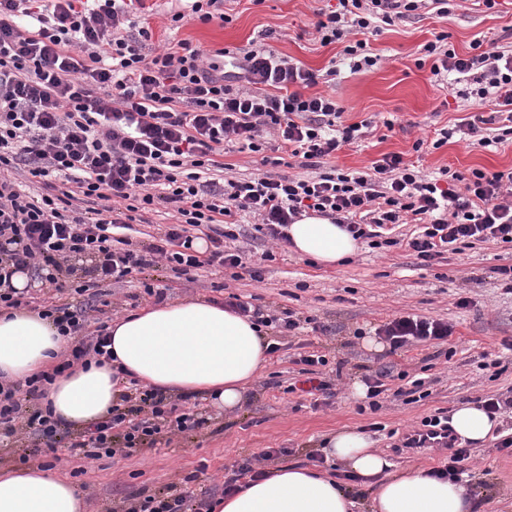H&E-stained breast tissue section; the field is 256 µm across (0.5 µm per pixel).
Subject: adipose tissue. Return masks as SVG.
Returning a JSON list of instances; mask_svg holds the SVG:
<instances>
[{"label": "adipose tissue", "mask_w": 512, "mask_h": 512, "mask_svg": "<svg viewBox=\"0 0 512 512\" xmlns=\"http://www.w3.org/2000/svg\"><path fill=\"white\" fill-rule=\"evenodd\" d=\"M288 235L298 255L323 265L339 263L358 249L344 228L317 215L289 225ZM109 332L117 364L128 377L170 393H195L224 409L240 406L270 344L263 327L205 300L143 308L113 321ZM64 346L52 321L37 313H0L1 375L20 381L49 369ZM112 375L108 364L62 375L44 403L67 426H89L116 400ZM450 425L461 442L479 444L496 422L477 403L466 402L452 413ZM324 453L371 489L372 512H473L475 507L467 486L429 470L390 474L388 458L360 432L331 434ZM354 506L348 490L328 473L288 465L213 499L210 512H352ZM0 512H85V503L67 480L38 466H21L0 471Z\"/></svg>", "instance_id": "adipose-tissue-1"}]
</instances>
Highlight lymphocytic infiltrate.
Masks as SVG:
<instances>
[{
    "mask_svg": "<svg viewBox=\"0 0 512 512\" xmlns=\"http://www.w3.org/2000/svg\"><path fill=\"white\" fill-rule=\"evenodd\" d=\"M451 0H337L317 9L321 44L343 43L351 69L374 66L365 33L433 8L449 12ZM143 0H0V310L20 308L24 295L12 276L33 270L47 283L35 308L75 346L64 368L111 360L106 325L88 314L101 298L99 285L120 283L132 272L168 269L176 275L226 268L261 271L236 244L238 215L253 216L257 232L280 243L301 217L331 219L371 248L405 246L429 266L445 253L475 243L512 245V171L463 174L441 169L430 179L397 154L374 162L371 173L330 165L341 146L365 136L369 122L337 127L335 98L315 92L317 76L276 55L251 47L220 50L204 61L186 40L146 56L148 29L130 35ZM358 41H350L353 33ZM433 75H471V98L512 109V49L475 42L468 56L448 44L447 33L424 45ZM276 136L280 154L269 172L225 175L218 155L237 143L253 152L264 134ZM464 135L483 148L512 139L506 125L490 132L475 122L439 129L436 146ZM298 159L301 176L275 174L286 158ZM26 172L43 191L31 194L16 179ZM170 207L175 223L151 243L115 237L139 212ZM412 223L409 236H390L392 224ZM212 228L207 253L194 249V233ZM69 277L70 286L60 284ZM391 351L415 342L444 340L452 328L440 319L394 317L377 328ZM44 373L22 383L0 381V432L30 438L34 453L68 444L90 460L127 457L160 438L191 431L203 421L169 397L139 385L125 388L119 405L72 440L61 434L51 411L39 407ZM429 438L448 439L442 477L460 481L471 449L453 443L445 412L421 422ZM205 497L169 485L113 512H206Z\"/></svg>",
    "mask_w": 512,
    "mask_h": 512,
    "instance_id": "1",
    "label": "lymphocytic infiltrate"
}]
</instances>
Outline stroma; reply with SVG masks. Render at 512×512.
I'll return each instance as SVG.
<instances>
[{"instance_id": "35a3bbf8", "label": "stroma", "mask_w": 512, "mask_h": 512, "mask_svg": "<svg viewBox=\"0 0 512 512\" xmlns=\"http://www.w3.org/2000/svg\"><path fill=\"white\" fill-rule=\"evenodd\" d=\"M145 6L151 32L147 50L186 39L210 57L220 49L254 45L320 74L315 90L335 96L343 124H375L372 134L337 152L332 159L337 168L367 172L389 153L402 155L430 176L444 167L461 172L512 168V140L493 151L457 140L434 147L438 129L476 115L491 116L495 107L464 98L468 78L434 76L432 61L423 52L440 32L448 33L449 44L462 56L477 41L512 43V0H500L492 10L478 0H461L445 16L422 10L396 25L380 26L368 37L377 63L359 72L343 64L342 44H320L313 29L317 0H226L230 22L204 23L189 16L176 28L168 14L171 0H146ZM332 67L337 73L331 77L327 71ZM239 245L254 256L273 252V260L262 264L261 280H235L229 273L207 269L199 271L193 283L170 272L154 273L153 278L171 302L222 301L233 293L256 306L317 319L327 325V333H304L299 347L271 354L236 409L224 411L201 401L198 411L205 425L171 445L93 461L68 459L63 448L39 456V463L70 479L83 495L87 512H110L129 495L142 490L152 495L171 483H185L216 497L223 494L225 476L242 458L282 448L286 454L278 465L303 464L308 453H320L326 436L343 428L363 432L392 462L393 473L438 469L447 465V451L433 449L410 457L396 453L395 445L437 411L451 412L461 402L512 390V294L491 275L494 267L512 265V247L479 243L423 267L411 251H380L363 244L343 263L324 267L298 256L290 246L258 238L250 228ZM143 279L135 272L125 282L102 284L112 305L101 321L109 323L146 307L139 296ZM462 298L468 299L467 307H459ZM407 313L448 321L452 334L448 340L415 343L394 354L368 347L376 327ZM302 348L327 357L325 372L335 379L331 397L316 399L297 390L295 359ZM487 358L494 360V367L484 368ZM384 365L407 372L410 379H423L428 397L411 404L389 397L378 412H366V399L354 396L353 387ZM374 422L380 431H370ZM510 433L512 408L502 411L493 435L473 448L465 484L473 494L475 512H512V452L496 447L498 436Z\"/></svg>"}]
</instances>
